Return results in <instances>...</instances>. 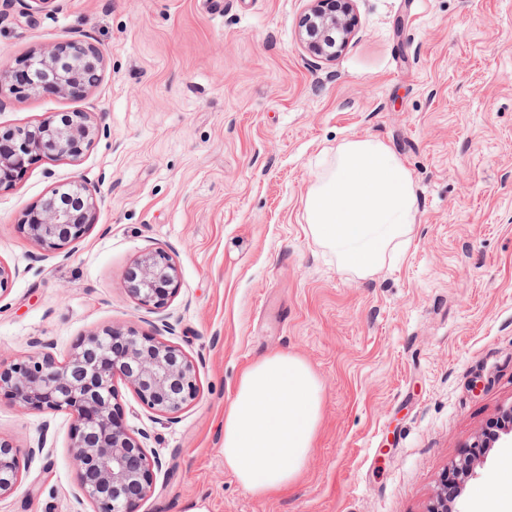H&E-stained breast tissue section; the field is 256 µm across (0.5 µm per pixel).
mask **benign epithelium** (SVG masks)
I'll return each instance as SVG.
<instances>
[{"label":"benign epithelium","mask_w":512,"mask_h":512,"mask_svg":"<svg viewBox=\"0 0 512 512\" xmlns=\"http://www.w3.org/2000/svg\"><path fill=\"white\" fill-rule=\"evenodd\" d=\"M354 0H309L298 31L300 44L313 56L332 61L355 29ZM29 75L15 74L16 91L48 89L62 96L89 91L98 81L104 55L94 44L70 38L34 53ZM100 125L86 112L52 114L37 125L0 134V186L13 182L33 159L78 158ZM98 199L79 180L61 185L43 203L26 212L25 224L39 244L60 250L93 223ZM130 295L144 307L159 309L178 289L172 258L155 250L125 272ZM159 413L174 415L198 392L197 369L180 348L133 329L105 328L86 336L60 362L36 353L9 364L0 362V391L10 393L22 409L65 411L74 417L70 448L77 497L93 512H136L137 503L154 489L159 456L150 455L117 420L116 382ZM512 436V405L490 423L484 437L471 445V457L456 465L466 478L475 476L473 461L501 436ZM20 481L17 449L0 441V498Z\"/></svg>","instance_id":"7a95c632"}]
</instances>
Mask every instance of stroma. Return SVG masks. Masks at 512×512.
Instances as JSON below:
<instances>
[{"mask_svg":"<svg viewBox=\"0 0 512 512\" xmlns=\"http://www.w3.org/2000/svg\"><path fill=\"white\" fill-rule=\"evenodd\" d=\"M307 0H0V70L82 36L104 54L81 97L0 95V128L54 112L104 130L75 160L42 159L0 187V360L136 328L178 346L198 393L170 417L118 384L122 423L164 467L138 512H427L446 471L512 405V0H356L334 62L298 43ZM387 144L410 171L418 220L372 277L339 270L304 220L336 145ZM82 178L101 202L62 250L21 219ZM164 250L180 289L137 304L126 269ZM305 359L323 392L305 472L249 495L224 468V408L272 353ZM73 417L0 394V439L21 480L0 512H92L74 498ZM512 439L449 498L495 495Z\"/></svg>","mask_w":512,"mask_h":512,"instance_id":"stroma-1","label":"stroma"}]
</instances>
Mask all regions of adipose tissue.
<instances>
[{"label":"adipose tissue","mask_w":512,"mask_h":512,"mask_svg":"<svg viewBox=\"0 0 512 512\" xmlns=\"http://www.w3.org/2000/svg\"><path fill=\"white\" fill-rule=\"evenodd\" d=\"M322 419V387L303 359L272 353L239 376L224 410V466L257 498L300 478Z\"/></svg>","instance_id":"1"}]
</instances>
